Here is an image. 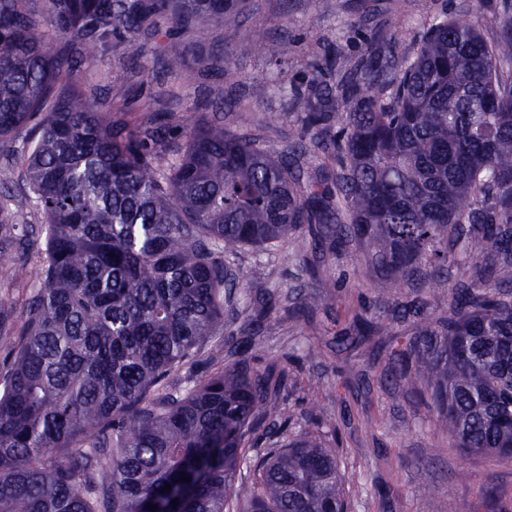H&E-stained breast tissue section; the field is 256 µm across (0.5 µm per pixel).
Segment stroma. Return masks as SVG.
<instances>
[{"instance_id": "1", "label": "stroma", "mask_w": 512, "mask_h": 512, "mask_svg": "<svg viewBox=\"0 0 512 512\" xmlns=\"http://www.w3.org/2000/svg\"><path fill=\"white\" fill-rule=\"evenodd\" d=\"M445 19L474 20L494 41L512 21V0H243L224 25L177 37L187 60L178 76L158 65L130 67L121 40L86 68L96 78L125 69L131 119L166 109L173 91L186 118L200 101L223 99L217 119L225 130L277 158L300 143L287 87L327 93L370 46L380 50L378 68L399 77L431 25ZM243 33L254 51L239 50ZM281 41L290 46L288 56L272 51ZM217 42L223 67L202 70L199 57ZM328 58L335 65L326 71ZM224 264L240 278L224 307V329L203 345L177 389L240 360L286 369L287 384L265 404L277 427L257 429L254 452L319 436L336 450L348 512H448L452 505L457 512H512V458L464 455L445 414L427 394L406 387L383 347L389 336L410 334L405 304L423 305L436 322L446 317L456 274L413 280L390 294L356 248L314 246L304 229L266 248L225 253ZM356 314L378 322L379 334L360 344L340 341ZM215 344L221 356H212Z\"/></svg>"}]
</instances>
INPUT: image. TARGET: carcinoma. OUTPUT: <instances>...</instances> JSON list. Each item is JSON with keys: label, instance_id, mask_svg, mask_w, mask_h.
<instances>
[{"label": "carcinoma", "instance_id": "1", "mask_svg": "<svg viewBox=\"0 0 512 512\" xmlns=\"http://www.w3.org/2000/svg\"><path fill=\"white\" fill-rule=\"evenodd\" d=\"M33 2L0 0V183L24 182L46 217L0 219V271L39 282L20 326L0 303V512H347L334 451L315 438L269 449L235 484L271 373L241 363L171 390L224 327L238 279L223 251L305 226L355 243L389 289L468 271L441 329L405 307L414 333L396 356L425 367L463 453L512 457L511 32L491 43L471 20L443 21L394 87L362 61L333 95L291 89L312 139L346 109L323 143L335 169L304 188L295 155L204 112L130 127L78 82L116 33L131 64L160 56L179 73L172 36L224 23L236 0ZM110 90L126 100L120 73ZM21 126L30 152L11 149ZM34 233L46 248L31 269L19 252Z\"/></svg>", "mask_w": 512, "mask_h": 512}]
</instances>
